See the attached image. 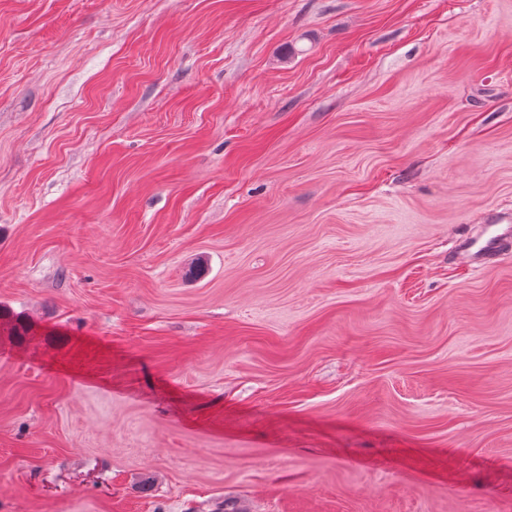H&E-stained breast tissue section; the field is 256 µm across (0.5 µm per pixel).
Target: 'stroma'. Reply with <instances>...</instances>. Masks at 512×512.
I'll return each instance as SVG.
<instances>
[{"label": "stroma", "mask_w": 512, "mask_h": 512, "mask_svg": "<svg viewBox=\"0 0 512 512\" xmlns=\"http://www.w3.org/2000/svg\"><path fill=\"white\" fill-rule=\"evenodd\" d=\"M512 0H0V512H512ZM482 233L476 236L469 234L456 243L459 252H466L472 270L482 269L496 257L505 246L512 242V221L507 217H496Z\"/></svg>", "instance_id": "35a3bbf8"}]
</instances>
